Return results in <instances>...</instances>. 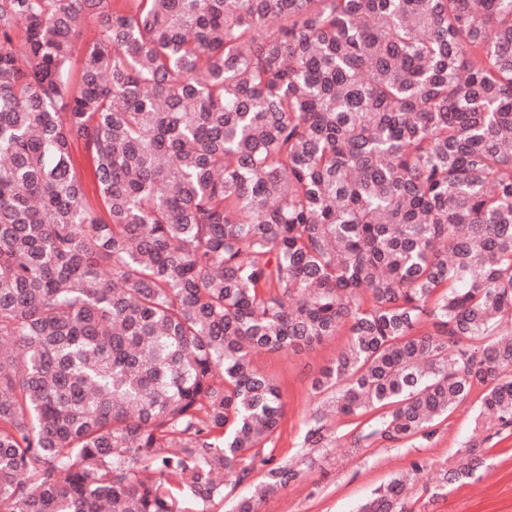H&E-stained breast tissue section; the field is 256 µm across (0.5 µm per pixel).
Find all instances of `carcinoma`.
<instances>
[{"mask_svg":"<svg viewBox=\"0 0 512 512\" xmlns=\"http://www.w3.org/2000/svg\"><path fill=\"white\" fill-rule=\"evenodd\" d=\"M510 134L512 0H0V512H259L345 328L303 447L512 437ZM74 159L84 185L87 200L94 207L98 204V193L93 174V162L90 154L82 144H75Z\"/></svg>","mask_w":512,"mask_h":512,"instance_id":"obj_1","label":"carcinoma"}]
</instances>
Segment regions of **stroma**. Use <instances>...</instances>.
Masks as SVG:
<instances>
[{"label":"stroma","mask_w":512,"mask_h":512,"mask_svg":"<svg viewBox=\"0 0 512 512\" xmlns=\"http://www.w3.org/2000/svg\"><path fill=\"white\" fill-rule=\"evenodd\" d=\"M347 339L342 333L310 350L262 356L261 364L280 385L286 406L274 442L279 457L299 463L305 423L319 402L311 393V381ZM496 429L493 415L481 413L476 392L449 413L429 443L356 449L345 419H335L316 464L304 467L300 481L263 501L260 512H356L374 489L418 459L427 465L410 491L408 512H512V439L491 447L483 467L469 478L449 487L439 483L442 470L452 467L469 444Z\"/></svg>","instance_id":"1"}]
</instances>
